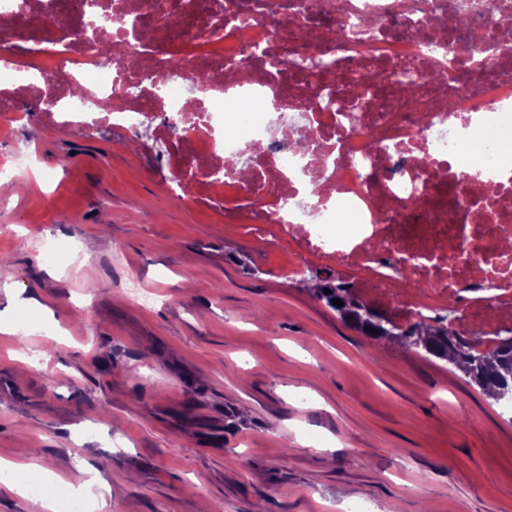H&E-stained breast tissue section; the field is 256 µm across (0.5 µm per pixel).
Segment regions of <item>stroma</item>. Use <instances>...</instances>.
<instances>
[{
    "label": "stroma",
    "instance_id": "stroma-1",
    "mask_svg": "<svg viewBox=\"0 0 512 512\" xmlns=\"http://www.w3.org/2000/svg\"><path fill=\"white\" fill-rule=\"evenodd\" d=\"M156 126L0 121V158H33L0 283L48 308L0 332V460L98 470L107 512H512V411L345 325L280 232L176 196Z\"/></svg>",
    "mask_w": 512,
    "mask_h": 512
}]
</instances>
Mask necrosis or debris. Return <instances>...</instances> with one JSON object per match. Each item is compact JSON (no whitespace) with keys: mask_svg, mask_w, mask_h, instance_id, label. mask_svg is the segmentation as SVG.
Instances as JSON below:
<instances>
[{"mask_svg":"<svg viewBox=\"0 0 512 512\" xmlns=\"http://www.w3.org/2000/svg\"><path fill=\"white\" fill-rule=\"evenodd\" d=\"M166 2L99 0L98 18L133 22L99 29L125 48L103 60L84 41L79 0H0V56L15 72L40 75L38 95L66 118L100 112L123 128L166 116L194 180L208 179L204 159L250 146V178L225 170V200L305 242L306 255L363 268L370 294L410 319L443 314L459 294L489 328L493 313L512 310V0H482L447 40L434 27L455 0H344L339 11L329 0H238L229 22L224 0H181L185 39L210 49L176 66ZM300 28L343 29L313 51L333 58L352 87L374 71L386 98L366 99L350 120L328 106L317 74L293 75ZM452 56L468 72V90L456 94L437 75ZM396 62L415 68V92L389 80ZM202 70L209 80L199 87ZM59 74L84 96L59 93ZM272 93L284 106L274 118L264 110ZM449 100L455 112L443 111ZM292 138L302 149L289 148ZM404 281L417 289L403 301Z\"/></svg>","mask_w":512,"mask_h":512,"instance_id":"necrosis-or-debris-1","label":"necrosis or debris"}]
</instances>
